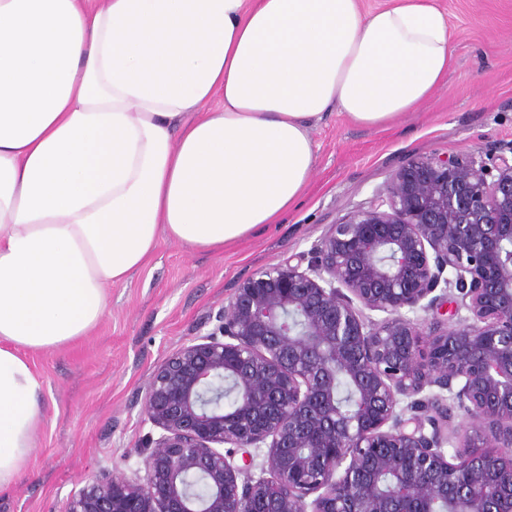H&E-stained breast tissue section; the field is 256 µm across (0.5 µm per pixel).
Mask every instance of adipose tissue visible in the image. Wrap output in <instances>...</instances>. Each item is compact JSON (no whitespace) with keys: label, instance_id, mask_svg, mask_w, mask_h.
Returning a JSON list of instances; mask_svg holds the SVG:
<instances>
[{"label":"adipose tissue","instance_id":"adipose-tissue-1","mask_svg":"<svg viewBox=\"0 0 512 512\" xmlns=\"http://www.w3.org/2000/svg\"><path fill=\"white\" fill-rule=\"evenodd\" d=\"M452 58L435 0H0V491L41 428L30 354L87 335L160 236L278 223L315 123L385 127Z\"/></svg>","mask_w":512,"mask_h":512}]
</instances>
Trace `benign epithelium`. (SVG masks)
Returning <instances> with one entry per match:
<instances>
[{
  "label": "benign epithelium",
  "mask_w": 512,
  "mask_h": 512,
  "mask_svg": "<svg viewBox=\"0 0 512 512\" xmlns=\"http://www.w3.org/2000/svg\"><path fill=\"white\" fill-rule=\"evenodd\" d=\"M449 302L459 326L423 329ZM142 414L144 475L92 474L63 512H512V159L407 160L310 256L242 280Z\"/></svg>",
  "instance_id": "benign-epithelium-1"
}]
</instances>
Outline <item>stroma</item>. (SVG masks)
<instances>
[{
  "label": "stroma",
  "mask_w": 512,
  "mask_h": 512,
  "mask_svg": "<svg viewBox=\"0 0 512 512\" xmlns=\"http://www.w3.org/2000/svg\"><path fill=\"white\" fill-rule=\"evenodd\" d=\"M454 63L445 86L385 129L333 112L299 206L221 251L161 238L150 262L112 287L99 324L79 343L32 354L43 382L42 424L28 468L0 492V512H63L87 476L142 470L161 434L141 413L142 389L180 345L216 329L224 300L254 271L304 255L330 224L383 191L409 157L493 153L512 144V0H438Z\"/></svg>",
  "instance_id": "1"
}]
</instances>
